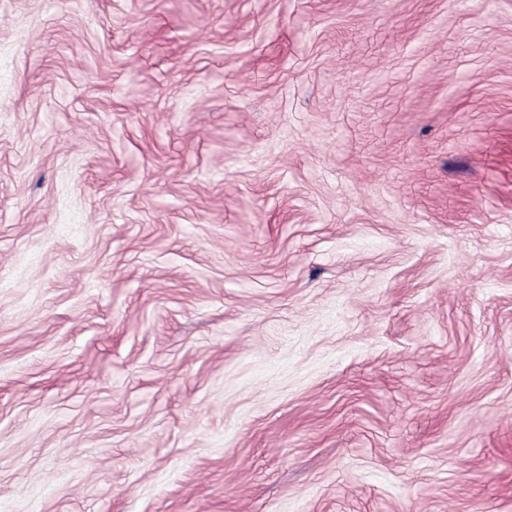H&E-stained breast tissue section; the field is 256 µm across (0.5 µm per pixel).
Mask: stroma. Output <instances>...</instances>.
Returning a JSON list of instances; mask_svg holds the SVG:
<instances>
[{"instance_id":"obj_1","label":"stroma","mask_w":512,"mask_h":512,"mask_svg":"<svg viewBox=\"0 0 512 512\" xmlns=\"http://www.w3.org/2000/svg\"><path fill=\"white\" fill-rule=\"evenodd\" d=\"M0 512H512V0H0Z\"/></svg>"}]
</instances>
